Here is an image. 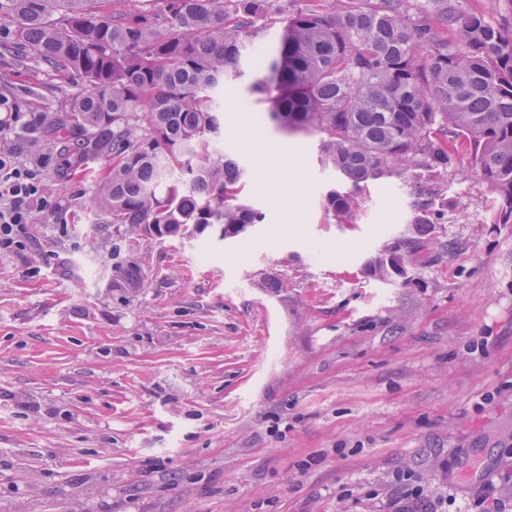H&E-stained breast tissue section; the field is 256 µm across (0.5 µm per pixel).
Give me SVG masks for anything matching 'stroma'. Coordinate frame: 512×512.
I'll return each mask as SVG.
<instances>
[{
  "label": "stroma",
  "instance_id": "35a3bbf8",
  "mask_svg": "<svg viewBox=\"0 0 512 512\" xmlns=\"http://www.w3.org/2000/svg\"><path fill=\"white\" fill-rule=\"evenodd\" d=\"M224 82V144L264 215L192 242L110 224L83 178H58L52 136L10 140L51 209L0 256V498L32 479L35 512H386L408 490L512 512V223L461 157L420 212L402 179L365 184L348 222L322 200L348 182L319 139L249 100L251 54ZM34 58L0 56L22 115L81 91ZM245 129L301 167L261 170ZM452 243L385 282L365 264L398 238ZM165 462L146 472L150 458ZM410 472L398 481V472Z\"/></svg>",
  "mask_w": 512,
  "mask_h": 512
}]
</instances>
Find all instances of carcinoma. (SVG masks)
I'll return each instance as SVG.
<instances>
[{
  "label": "carcinoma",
  "instance_id": "obj_1",
  "mask_svg": "<svg viewBox=\"0 0 512 512\" xmlns=\"http://www.w3.org/2000/svg\"><path fill=\"white\" fill-rule=\"evenodd\" d=\"M406 0H350L339 11L299 3L274 54L258 44L268 0H164L161 12H112L111 0H0V49L31 50L83 84L57 136V175L96 184L92 203L113 224L160 238H191L217 226L232 239L263 221L245 201L244 168L224 152L221 92L241 76L249 44L265 74L250 93L290 133L320 137L323 164L351 184L323 199L349 220L356 191L408 176L417 208L433 186L416 170L448 167L459 153L497 196L496 223H512V31L458 0H433L456 46ZM101 155L103 171L89 167ZM405 237L375 256L368 274L404 277Z\"/></svg>",
  "mask_w": 512,
  "mask_h": 512
}]
</instances>
